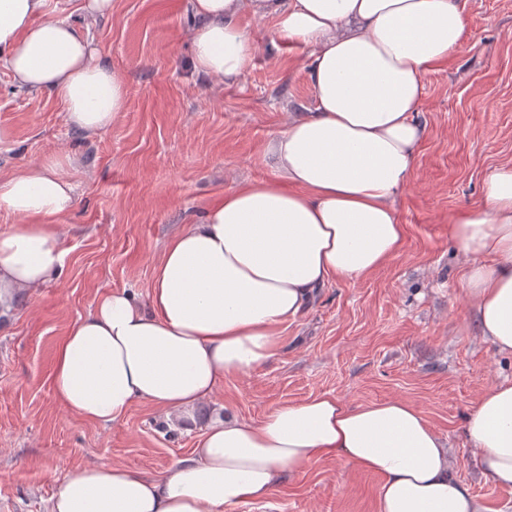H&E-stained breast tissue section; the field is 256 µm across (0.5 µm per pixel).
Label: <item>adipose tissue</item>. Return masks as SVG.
Returning a JSON list of instances; mask_svg holds the SVG:
<instances>
[{
	"instance_id": "1",
	"label": "adipose tissue",
	"mask_w": 512,
	"mask_h": 512,
	"mask_svg": "<svg viewBox=\"0 0 512 512\" xmlns=\"http://www.w3.org/2000/svg\"><path fill=\"white\" fill-rule=\"evenodd\" d=\"M202 74L241 75L254 45L243 16L313 47V107L292 114L266 154L271 177L226 190L201 223L167 242L147 304L108 292L59 343L54 393L91 422L135 402L191 415L226 376L255 371L281 349L280 329L330 281L356 284L396 257L405 227L395 200L427 135L425 77L462 43L459 0H188ZM0 65L46 92L85 136L111 129L126 86L90 34L52 16L47 0H0ZM72 156L0 175V315L62 267L59 220L70 212ZM480 335L512 355V165L491 171L481 204L452 220ZM479 468L512 488V382L489 388L465 425ZM330 457L381 476L378 512H487L449 472L440 436L412 404L349 406L322 395L258 423L215 419L189 457L160 478L120 465L80 467L56 484L49 512H236L284 476Z\"/></svg>"
}]
</instances>
